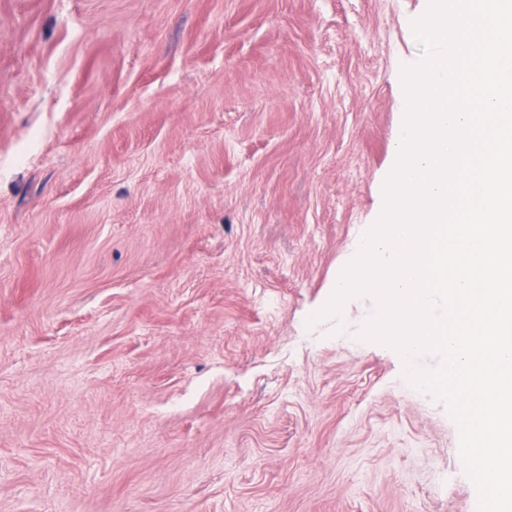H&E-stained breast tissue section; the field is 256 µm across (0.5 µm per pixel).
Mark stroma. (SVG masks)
Returning a JSON list of instances; mask_svg holds the SVG:
<instances>
[{
	"mask_svg": "<svg viewBox=\"0 0 512 512\" xmlns=\"http://www.w3.org/2000/svg\"><path fill=\"white\" fill-rule=\"evenodd\" d=\"M428 0H0V512H477L445 405L311 322Z\"/></svg>",
	"mask_w": 512,
	"mask_h": 512,
	"instance_id": "obj_1",
	"label": "stroma"
}]
</instances>
